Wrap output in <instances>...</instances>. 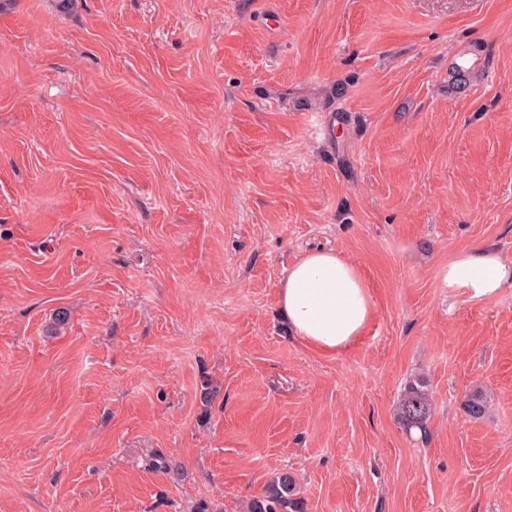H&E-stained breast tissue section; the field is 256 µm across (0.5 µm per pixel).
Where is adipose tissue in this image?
Here are the masks:
<instances>
[{
	"label": "adipose tissue",
	"mask_w": 512,
	"mask_h": 512,
	"mask_svg": "<svg viewBox=\"0 0 512 512\" xmlns=\"http://www.w3.org/2000/svg\"><path fill=\"white\" fill-rule=\"evenodd\" d=\"M444 281L470 299L484 300L512 281V265L490 246L469 247L449 260ZM279 307L294 335L326 354L349 350L374 312L359 268L333 251L310 252L291 265L279 289Z\"/></svg>",
	"instance_id": "obj_1"
}]
</instances>
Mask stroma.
Here are the masks:
<instances>
[{
    "mask_svg": "<svg viewBox=\"0 0 512 512\" xmlns=\"http://www.w3.org/2000/svg\"><path fill=\"white\" fill-rule=\"evenodd\" d=\"M477 244L512 263V0H5L0 512H246L284 470L302 512H512V282L443 284ZM313 250L374 305L336 355L279 310ZM398 416L407 428L425 429L433 411L432 398L416 386H410L398 403Z\"/></svg>",
    "mask_w": 512,
    "mask_h": 512,
    "instance_id": "stroma-1",
    "label": "stroma"
}]
</instances>
